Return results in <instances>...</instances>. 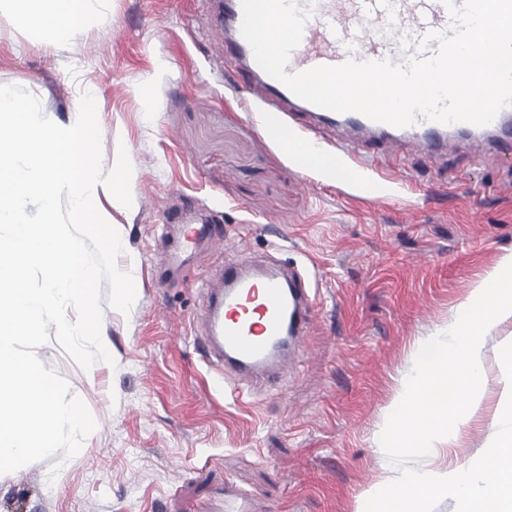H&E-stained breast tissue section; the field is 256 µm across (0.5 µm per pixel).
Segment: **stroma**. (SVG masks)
I'll use <instances>...</instances> for the list:
<instances>
[{
    "label": "stroma",
    "mask_w": 512,
    "mask_h": 512,
    "mask_svg": "<svg viewBox=\"0 0 512 512\" xmlns=\"http://www.w3.org/2000/svg\"><path fill=\"white\" fill-rule=\"evenodd\" d=\"M236 65L206 0H101L79 36L52 45L18 28L0 0V85L37 96L61 126L96 96L104 170L133 166L131 207L99 193L135 277L129 313L102 307L113 363L83 369L56 338L38 347L90 411L79 454L0 474V512H357L399 469L379 443L420 342L449 329L457 305L512 251V158L460 139L438 162L402 147L380 197L344 159L313 169L269 137L262 105L230 80ZM150 95H142L143 86ZM174 210L206 215L247 257L304 268L317 289L303 352L283 387L235 392L199 350L197 287L224 249L185 244ZM512 318L484 339L482 401L420 470L478 458L507 393L499 356Z\"/></svg>",
    "instance_id": "1"
}]
</instances>
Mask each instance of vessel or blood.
I'll return each mask as SVG.
<instances>
[{
	"instance_id": "vessel-or-blood-1",
	"label": "vessel or blood",
	"mask_w": 512,
	"mask_h": 512,
	"mask_svg": "<svg viewBox=\"0 0 512 512\" xmlns=\"http://www.w3.org/2000/svg\"><path fill=\"white\" fill-rule=\"evenodd\" d=\"M311 7L300 44L291 53L286 73L318 65H338L348 58L406 63L430 58L439 51L434 33L452 28L444 0H297ZM224 36V53L238 63L248 90L257 92L269 113L299 112L310 116L305 143L323 153L319 127L339 133L345 157L360 161L365 147L393 150L405 143L417 151L438 157L465 136L486 143L502 156H512V105L503 107L494 120L478 126L468 122L442 124L417 118L407 127L373 121L363 114L335 112L307 103L257 64L243 38L241 0H224L215 17ZM368 157V156H365ZM379 166L376 155L368 157ZM310 295L302 273L269 263L259 269L229 261L221 273V285L208 291L203 346L226 374L255 383L274 377L272 363L299 345L310 313Z\"/></svg>"
}]
</instances>
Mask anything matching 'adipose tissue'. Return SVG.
Listing matches in <instances>:
<instances>
[{
  "label": "adipose tissue",
  "instance_id": "ef3b65f1",
  "mask_svg": "<svg viewBox=\"0 0 512 512\" xmlns=\"http://www.w3.org/2000/svg\"><path fill=\"white\" fill-rule=\"evenodd\" d=\"M95 0H28L17 8L19 26L35 31L43 41L54 43L74 39L81 21L88 16Z\"/></svg>",
  "mask_w": 512,
  "mask_h": 512
}]
</instances>
